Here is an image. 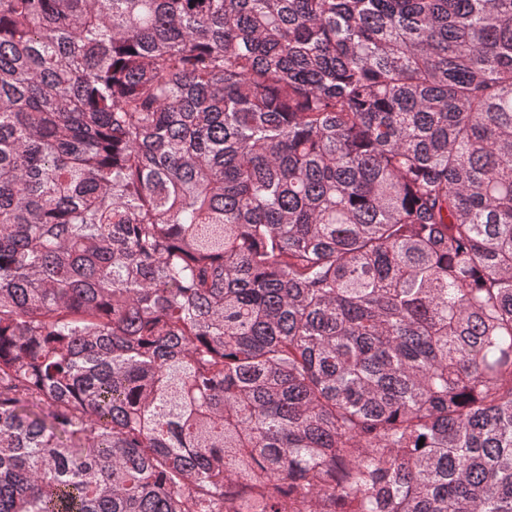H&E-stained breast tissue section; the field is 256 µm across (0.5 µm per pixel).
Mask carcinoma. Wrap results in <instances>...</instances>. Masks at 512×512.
Masks as SVG:
<instances>
[{"label":"carcinoma","mask_w":512,"mask_h":512,"mask_svg":"<svg viewBox=\"0 0 512 512\" xmlns=\"http://www.w3.org/2000/svg\"><path fill=\"white\" fill-rule=\"evenodd\" d=\"M0 512H512V0H0Z\"/></svg>","instance_id":"1"}]
</instances>
